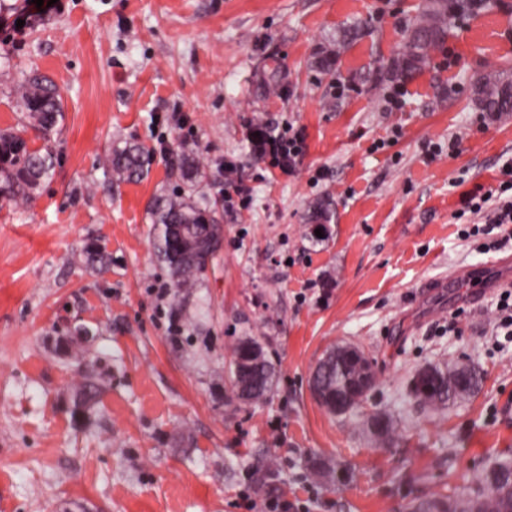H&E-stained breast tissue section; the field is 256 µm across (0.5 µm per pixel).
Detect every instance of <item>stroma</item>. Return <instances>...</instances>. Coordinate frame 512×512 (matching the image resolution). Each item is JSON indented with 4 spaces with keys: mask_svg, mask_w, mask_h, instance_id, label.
Masks as SVG:
<instances>
[{
    "mask_svg": "<svg viewBox=\"0 0 512 512\" xmlns=\"http://www.w3.org/2000/svg\"><path fill=\"white\" fill-rule=\"evenodd\" d=\"M421 2L59 0L38 16L0 0V132L54 162L29 199L0 201V512H264L276 498L291 512H421L512 462V335L494 330L512 239L464 205L512 162V113L488 118L470 85L512 68V0L462 14L422 71L393 78ZM356 22L362 33L337 46ZM32 71L61 93L48 133L15 106ZM257 122L303 138L294 171L255 152ZM127 142L152 159L119 185L105 157ZM184 152L206 165L199 191L224 242L177 291L150 212L186 191ZM322 203L319 239L308 216ZM93 242L107 263L88 260ZM80 323L93 342L71 341ZM244 336L276 369L263 403L231 399ZM342 344L366 353L377 382L333 415L310 377ZM441 362L483 382L430 410L409 386ZM86 378L98 402L76 416ZM378 412L391 440L371 430Z\"/></svg>",
    "mask_w": 512,
    "mask_h": 512,
    "instance_id": "35a3bbf8",
    "label": "stroma"
}]
</instances>
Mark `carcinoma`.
Masks as SVG:
<instances>
[{
	"instance_id": "cac0c4a2",
	"label": "carcinoma",
	"mask_w": 512,
	"mask_h": 512,
	"mask_svg": "<svg viewBox=\"0 0 512 512\" xmlns=\"http://www.w3.org/2000/svg\"><path fill=\"white\" fill-rule=\"evenodd\" d=\"M459 0H427L420 14L413 19L405 36V50L392 63L397 74L409 77L427 65L429 50L448 37V28ZM17 103L30 124L47 133L57 124L63 112L62 98L56 87L38 74L24 75L15 87ZM475 101L481 111L490 116L512 112V79L493 71L480 76L475 84ZM148 156L136 144L112 148L106 166L118 182H133L142 178ZM184 179L194 187L203 181V165L195 157L181 158ZM52 170L48 151L30 150L24 140L11 132L0 133V198L15 201L28 197L41 180ZM154 224L152 250L156 259L170 272L171 286L192 288L205 268V251L219 248L223 227L222 217L207 200L195 201L185 193L159 199L151 211ZM368 360L358 358L349 347L331 350L319 363L313 383L322 405L334 412L336 401L360 407L368 397L362 377ZM276 370L266 357L261 344L254 338L237 341L232 347L229 383L236 400L255 404L267 400L274 390ZM482 376L471 367L446 369L437 366L419 371L411 383V391L420 401L434 407L446 406L477 391ZM96 395L90 381L79 385L73 395L72 413L83 415ZM374 434L388 439L393 433L391 420L376 415L372 420ZM432 512H512V464L500 463L483 471L476 479V488L464 498L439 505H427Z\"/></svg>"
}]
</instances>
